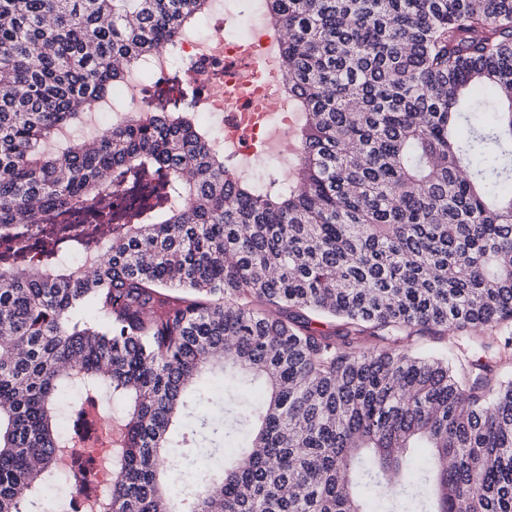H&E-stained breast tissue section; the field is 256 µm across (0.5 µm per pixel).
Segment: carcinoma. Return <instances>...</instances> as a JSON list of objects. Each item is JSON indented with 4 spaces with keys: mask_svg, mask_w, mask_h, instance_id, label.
I'll return each mask as SVG.
<instances>
[{
    "mask_svg": "<svg viewBox=\"0 0 512 512\" xmlns=\"http://www.w3.org/2000/svg\"><path fill=\"white\" fill-rule=\"evenodd\" d=\"M263 8L302 121L260 190L183 109L66 138L210 0H0V512H72L58 416L118 403L93 512H512V0ZM464 336H443L440 338L426 337L414 348L423 355L446 357L456 350V344Z\"/></svg>",
    "mask_w": 512,
    "mask_h": 512,
    "instance_id": "1",
    "label": "carcinoma"
}]
</instances>
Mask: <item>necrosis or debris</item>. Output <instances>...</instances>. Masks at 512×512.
Returning <instances> with one entry per match:
<instances>
[{
    "mask_svg": "<svg viewBox=\"0 0 512 512\" xmlns=\"http://www.w3.org/2000/svg\"><path fill=\"white\" fill-rule=\"evenodd\" d=\"M242 0H212L206 34L189 32L152 58L153 84L126 88L124 119L161 104L192 102L195 111L217 120L216 142L234 162L236 174L256 175L274 160L290 173L288 143L300 115L288 105L272 110L280 87L256 77L249 58L267 54L271 40L263 23L241 7Z\"/></svg>",
    "mask_w": 512,
    "mask_h": 512,
    "instance_id": "1",
    "label": "necrosis or debris"
}]
</instances>
